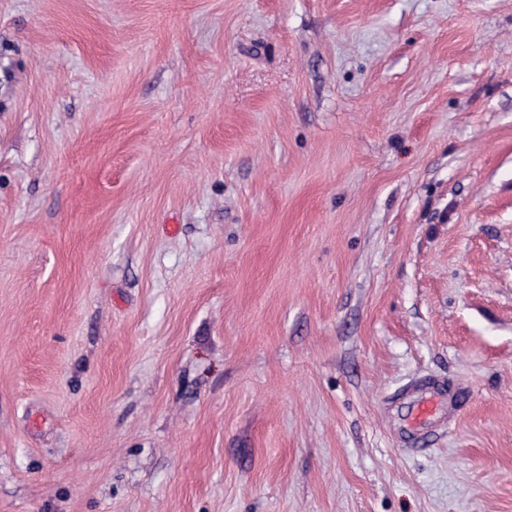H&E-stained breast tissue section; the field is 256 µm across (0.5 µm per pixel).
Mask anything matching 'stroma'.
Returning <instances> with one entry per match:
<instances>
[{
	"label": "stroma",
	"instance_id": "stroma-1",
	"mask_svg": "<svg viewBox=\"0 0 512 512\" xmlns=\"http://www.w3.org/2000/svg\"><path fill=\"white\" fill-rule=\"evenodd\" d=\"M0 512H512V0H0Z\"/></svg>",
	"mask_w": 512,
	"mask_h": 512
}]
</instances>
